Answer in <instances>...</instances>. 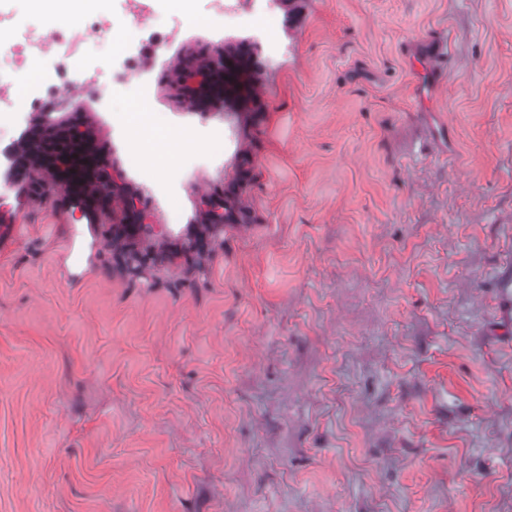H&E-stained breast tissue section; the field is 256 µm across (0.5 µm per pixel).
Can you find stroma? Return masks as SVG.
<instances>
[{
	"mask_svg": "<svg viewBox=\"0 0 512 512\" xmlns=\"http://www.w3.org/2000/svg\"><path fill=\"white\" fill-rule=\"evenodd\" d=\"M279 24L281 60L246 15L166 47L174 169L128 167L126 98L59 107L112 221L80 264L57 183L0 222V512H512V0ZM242 44L264 93L187 95Z\"/></svg>",
	"mask_w": 512,
	"mask_h": 512,
	"instance_id": "1",
	"label": "stroma"
}]
</instances>
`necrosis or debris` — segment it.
<instances>
[{
	"label": "necrosis or debris",
	"instance_id": "4bbe7bcc",
	"mask_svg": "<svg viewBox=\"0 0 512 512\" xmlns=\"http://www.w3.org/2000/svg\"><path fill=\"white\" fill-rule=\"evenodd\" d=\"M245 0H112L111 12L93 0H20L0 8V142L12 140L26 113L43 110L67 84L102 91L112 78L142 72L138 43L172 41L183 30L240 17Z\"/></svg>",
	"mask_w": 512,
	"mask_h": 512
}]
</instances>
